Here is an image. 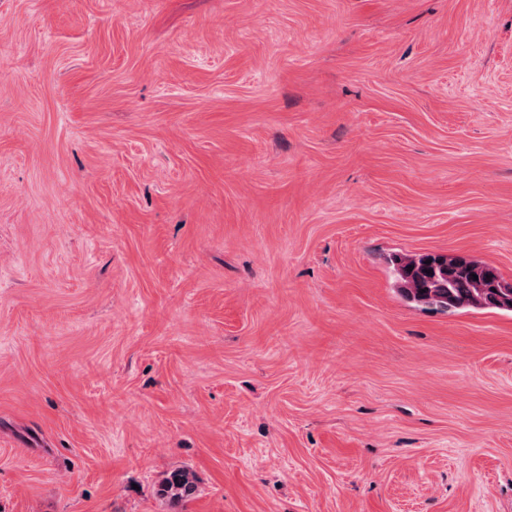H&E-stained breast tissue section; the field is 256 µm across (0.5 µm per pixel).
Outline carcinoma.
<instances>
[{
	"mask_svg": "<svg viewBox=\"0 0 512 512\" xmlns=\"http://www.w3.org/2000/svg\"><path fill=\"white\" fill-rule=\"evenodd\" d=\"M398 294L407 302L448 312L512 311V283L499 269L474 257L456 254H393L388 258ZM478 279H472V275ZM195 474L188 469L166 473L157 496L176 507L196 493Z\"/></svg>",
	"mask_w": 512,
	"mask_h": 512,
	"instance_id": "1",
	"label": "carcinoma"
}]
</instances>
